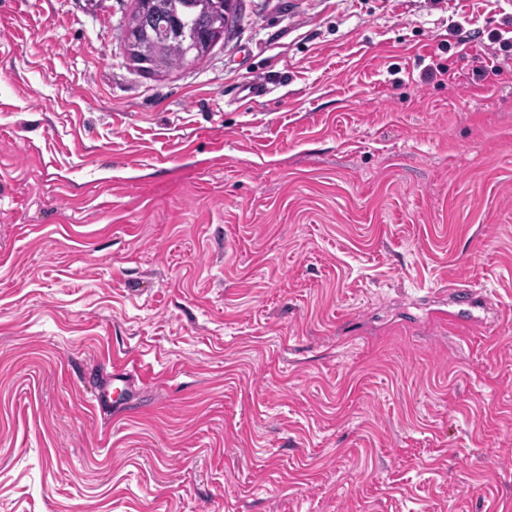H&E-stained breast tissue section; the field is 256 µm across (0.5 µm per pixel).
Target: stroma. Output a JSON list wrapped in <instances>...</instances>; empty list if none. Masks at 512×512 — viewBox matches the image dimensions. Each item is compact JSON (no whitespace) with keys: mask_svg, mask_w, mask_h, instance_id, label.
Returning <instances> with one entry per match:
<instances>
[{"mask_svg":"<svg viewBox=\"0 0 512 512\" xmlns=\"http://www.w3.org/2000/svg\"><path fill=\"white\" fill-rule=\"evenodd\" d=\"M134 7L0 0V512H512V0ZM142 1L158 23L138 29L134 39L139 53L156 60L161 71L180 68L186 49L218 19L227 26L224 0H137L136 5Z\"/></svg>","mask_w":512,"mask_h":512,"instance_id":"obj_1","label":"stroma"}]
</instances>
